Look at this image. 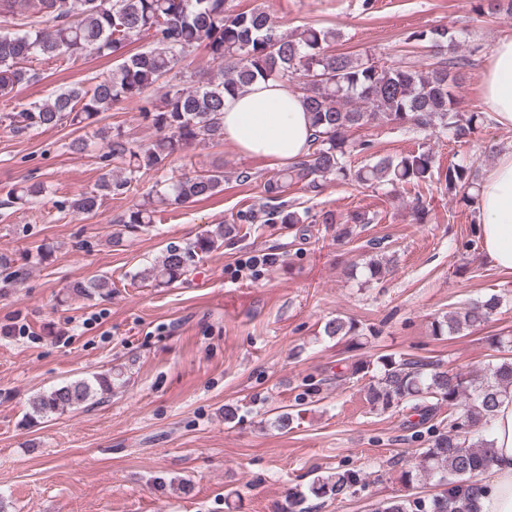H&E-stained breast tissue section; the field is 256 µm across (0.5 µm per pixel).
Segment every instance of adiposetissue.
<instances>
[{
	"label": "adipose tissue",
	"mask_w": 512,
	"mask_h": 512,
	"mask_svg": "<svg viewBox=\"0 0 512 512\" xmlns=\"http://www.w3.org/2000/svg\"><path fill=\"white\" fill-rule=\"evenodd\" d=\"M482 95L492 121L512 128V38L499 40L482 74ZM310 118L299 93L287 84L257 81L224 101V139L242 153L279 165L303 157ZM477 234L487 258L512 272V151L484 172L478 191ZM495 449L491 475L484 479L478 512H512V399L491 419Z\"/></svg>",
	"instance_id": "obj_1"
}]
</instances>
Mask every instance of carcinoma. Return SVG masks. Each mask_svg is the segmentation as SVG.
Returning <instances> with one entry per match:
<instances>
[{
    "label": "carcinoma",
    "instance_id": "carcinoma-1",
    "mask_svg": "<svg viewBox=\"0 0 512 512\" xmlns=\"http://www.w3.org/2000/svg\"><path fill=\"white\" fill-rule=\"evenodd\" d=\"M23 5L27 28L0 33V98L11 99L14 89L39 81V73L22 66L29 59L81 56L105 57L136 40L147 41L140 52L123 58L112 73L90 87L73 85L50 99L8 112L15 133H27L67 123L88 128L99 122L112 104L137 100L142 118L156 132L147 144L135 145L118 131L106 136V162L121 167L106 170L97 188L81 192L69 201L75 214L92 215L107 196H122L132 183L152 178L180 155L201 142L224 140L225 95L247 91L257 79L284 83L301 81L303 99L311 115L308 153L300 161L275 173L263 183L265 203L259 212L241 213L237 219L262 224H331L328 212L302 210L284 200L287 189L298 186L315 194L337 181L351 180L365 188H387L395 194L407 185L432 181L465 203L473 202L470 190L477 178L471 165L448 163L435 166L430 149L418 145L400 156H382L357 169L347 158L372 149L368 139H352L350 132L373 124L407 126L428 136L446 134L456 143H466L483 124L481 112H463L456 88L460 70L470 58L456 53L457 34L446 27L414 31L407 40L427 43L438 60L423 68L416 65L362 61L330 50L336 33L306 27L299 32L281 30L280 22L264 9L236 13L228 0H0V16L14 15ZM479 15L512 19V0H472ZM220 65V75L195 86L167 80L176 64L199 46ZM166 80L160 99L148 91ZM224 190V169L212 168L192 176L171 175L158 179L142 203L111 219L132 233L154 223L155 205H183L208 199ZM43 185L34 183L7 192L0 206L31 204L42 195ZM231 230L220 224L184 247L166 248L158 265L145 269L140 278L170 285L186 273L192 258L207 253L224 241ZM365 282L378 281L389 272V262L371 256L363 263ZM86 296H107L112 281L107 276L75 285ZM499 305L495 295L469 301L458 311L433 319L431 334L452 336L487 324ZM323 335L337 341L366 336L355 320L340 315L326 321ZM372 372L366 400L385 412L406 407L418 417L409 423L413 436L429 434L428 447L415 458L401 477L434 478L443 490L430 498L391 499L374 512H476L482 492L479 477L492 462L490 420L496 408L512 398V357L463 373L443 370L423 357L383 354L375 361L357 359L339 374L343 379ZM112 373L70 381L33 397L26 413L29 420L62 414L99 395L112 391ZM448 406L452 418L448 430L431 424L437 411ZM361 469L327 471L316 476L308 492H295L282 505V512H305L307 496L342 501L365 485Z\"/></svg>",
    "mask_w": 512,
    "mask_h": 512
}]
</instances>
